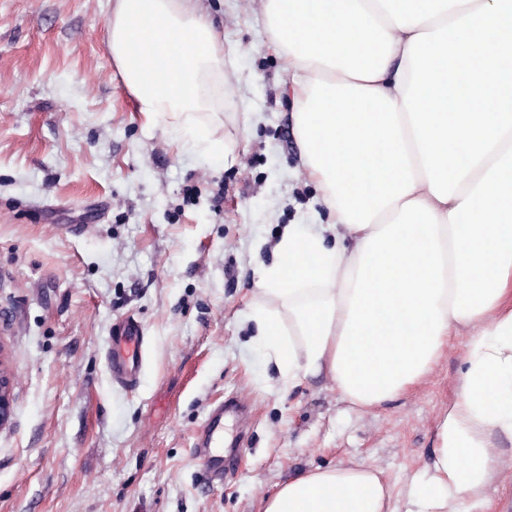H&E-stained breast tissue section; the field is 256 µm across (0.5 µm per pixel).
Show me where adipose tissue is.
Wrapping results in <instances>:
<instances>
[{"label": "adipose tissue", "mask_w": 512, "mask_h": 512, "mask_svg": "<svg viewBox=\"0 0 512 512\" xmlns=\"http://www.w3.org/2000/svg\"><path fill=\"white\" fill-rule=\"evenodd\" d=\"M301 158L328 224L285 225L250 319L288 385L329 374L374 408L466 333L432 476L396 507L361 464L289 478L263 512H488L512 439V0H266ZM112 62L184 148L224 151L202 88L224 33L199 0H115Z\"/></svg>", "instance_id": "1"}]
</instances>
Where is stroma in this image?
I'll use <instances>...</instances> for the list:
<instances>
[{"label": "stroma", "instance_id": "1", "mask_svg": "<svg viewBox=\"0 0 512 512\" xmlns=\"http://www.w3.org/2000/svg\"><path fill=\"white\" fill-rule=\"evenodd\" d=\"M265 0H202L224 31L220 156L147 124L112 65V0H0V342L15 373L0 430V512H262L302 470L349 460L393 500L425 482L465 336L373 410L327 376L283 387L249 315L287 224H325L299 161L290 78ZM127 317L135 388L107 353ZM245 419L224 481L194 448L208 411ZM143 331L134 319H126L116 326L108 364L112 380L123 386L136 384L142 368Z\"/></svg>", "mask_w": 512, "mask_h": 512}]
</instances>
